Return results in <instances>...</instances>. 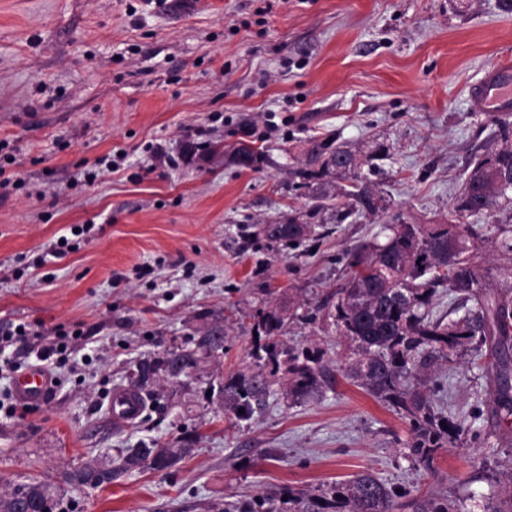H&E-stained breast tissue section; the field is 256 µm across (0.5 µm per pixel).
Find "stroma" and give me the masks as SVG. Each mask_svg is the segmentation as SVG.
Wrapping results in <instances>:
<instances>
[{"instance_id":"obj_1","label":"stroma","mask_w":512,"mask_h":512,"mask_svg":"<svg viewBox=\"0 0 512 512\" xmlns=\"http://www.w3.org/2000/svg\"><path fill=\"white\" fill-rule=\"evenodd\" d=\"M512 65V15L497 0H0V142L21 187L0 196V328L88 331L56 366L49 403L7 414L0 373V489L51 481L60 512H210L227 500L371 471L408 501L447 499L482 512L512 471L487 358L467 352L438 381L459 427L432 468L407 444L408 420L344 377L323 397L271 401L245 430L204 398L208 381L241 368L264 299L291 290L314 308L342 282L344 250L392 214L443 224L491 115L469 91L484 70ZM355 150L384 143L389 212L325 226L310 251L271 252L243 236L305 210L294 176L314 142ZM260 147L256 171L235 162ZM123 151L115 171H80ZM78 250L47 252L76 224ZM473 257L491 293L512 289V260L483 239ZM229 350L148 404L112 419L114 389L139 358L183 344L216 317ZM293 343L317 341L334 366L345 346L325 323L288 318ZM193 438L167 471L142 470L98 489L64 474L140 441Z\"/></svg>"}]
</instances>
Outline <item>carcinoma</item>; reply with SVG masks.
Wrapping results in <instances>:
<instances>
[{"label": "carcinoma", "mask_w": 512, "mask_h": 512, "mask_svg": "<svg viewBox=\"0 0 512 512\" xmlns=\"http://www.w3.org/2000/svg\"><path fill=\"white\" fill-rule=\"evenodd\" d=\"M385 153V146L378 143L363 161L333 139L313 145L298 175L301 186L312 189L319 204L302 214L250 224V237L272 251L297 249L314 239V220L327 210H334L338 222L353 214L379 213L383 196L360 173L364 162L380 160ZM238 161L256 169L264 155L244 143ZM333 176H343L350 184L338 189ZM511 192L512 124L501 121L492 140L475 156L450 222L409 224L398 219L382 225L375 237L345 253L343 282L304 315L306 320L322 318L334 327L349 353V377L409 421L410 453L428 468L458 428L416 384L419 374L453 362L464 350H483L495 369L493 399L504 417L512 416V299L486 292L470 255L479 233L474 225L461 222L465 217H495L502 204H512ZM445 296L465 312L450 319L435 315ZM299 308L296 297L284 291L260 309L254 315L245 367L218 377L212 386L217 404L236 425L250 424L275 396L290 406L332 389L325 348L282 339L288 315L297 314ZM226 339L224 320L211 321L185 344L138 361L131 373L132 387L152 396L164 383H181L201 364L223 356ZM192 445L189 437L177 446L142 441L120 449L109 461L88 462L65 473V480L97 488L134 470H166L190 454ZM52 495L43 481L26 483L0 493V512H52ZM401 497L372 473L362 472L315 492L279 491L226 501L219 512H395ZM409 506L412 512H449L448 501L442 499H415Z\"/></svg>", "instance_id": "obj_1"}]
</instances>
